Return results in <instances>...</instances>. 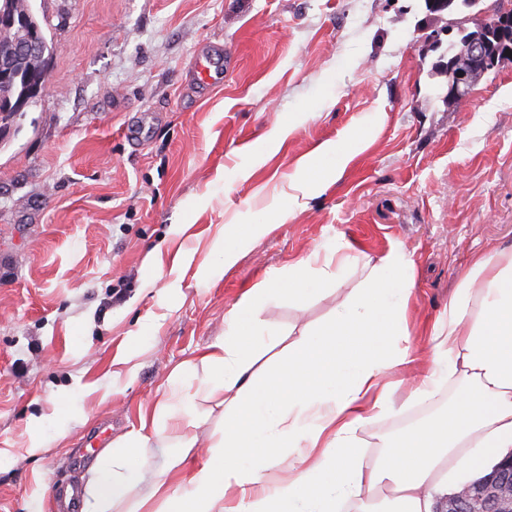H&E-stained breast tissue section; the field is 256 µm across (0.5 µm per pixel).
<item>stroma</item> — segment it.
<instances>
[{
    "label": "stroma",
    "mask_w": 512,
    "mask_h": 512,
    "mask_svg": "<svg viewBox=\"0 0 512 512\" xmlns=\"http://www.w3.org/2000/svg\"><path fill=\"white\" fill-rule=\"evenodd\" d=\"M33 4L55 52L41 103L0 143V512H55L59 489L88 478V440L139 428L268 271L339 237L355 247L337 292L259 313L319 325L363 261L402 246L424 356L473 256L512 249V58L458 103L435 68L502 0L459 8L461 30L424 0ZM212 43L224 82L203 91L192 63ZM351 132L364 150L342 174L320 166L316 196L280 217L297 161ZM224 224L273 230L197 279ZM125 356L134 376L116 371ZM41 419L54 442L32 455Z\"/></svg>",
    "instance_id": "35a3bbf8"
}]
</instances>
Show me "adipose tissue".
<instances>
[{
	"label": "adipose tissue",
	"mask_w": 512,
	"mask_h": 512,
	"mask_svg": "<svg viewBox=\"0 0 512 512\" xmlns=\"http://www.w3.org/2000/svg\"><path fill=\"white\" fill-rule=\"evenodd\" d=\"M266 224L224 225L213 251L226 268ZM355 260L343 239L268 273L228 314L223 338L168 379L151 418L94 461L84 512H436L463 486L512 455V253L476 257L428 331L431 358L416 363L407 309L413 264L401 248L365 262L331 323L295 334L256 319L285 299L304 308ZM287 343L274 367L257 360ZM447 407L413 427L378 435L366 458L361 434L397 413L407 383L414 404L446 378ZM207 437H200V430ZM162 454L158 470L149 453ZM288 474L276 476L280 458ZM140 484L148 491L131 499Z\"/></svg>",
	"instance_id": "ef3b65f1"
}]
</instances>
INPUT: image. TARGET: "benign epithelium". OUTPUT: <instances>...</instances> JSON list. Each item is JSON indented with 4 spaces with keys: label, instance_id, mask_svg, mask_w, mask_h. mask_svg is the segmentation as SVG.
Here are the masks:
<instances>
[{
    "label": "benign epithelium",
    "instance_id": "benign-epithelium-1",
    "mask_svg": "<svg viewBox=\"0 0 512 512\" xmlns=\"http://www.w3.org/2000/svg\"><path fill=\"white\" fill-rule=\"evenodd\" d=\"M0 25L27 30L26 39L0 49V82L13 83L20 76L14 59L19 55L38 56L42 48L37 37L38 28L26 13L16 12L8 0H0ZM512 51V17L502 15L495 21H483L475 33L466 37L461 53L452 57L448 67L452 81L448 85V99L460 100L469 94L473 77L487 72L498 64L499 54ZM45 92L42 76L30 70L28 89L17 98L14 109L24 112L36 105ZM437 512H512V457L499 463L493 474L476 485L465 487L445 501Z\"/></svg>",
    "mask_w": 512,
    "mask_h": 512
}]
</instances>
